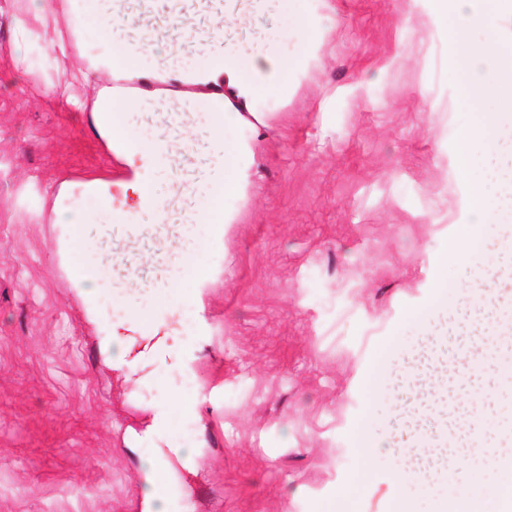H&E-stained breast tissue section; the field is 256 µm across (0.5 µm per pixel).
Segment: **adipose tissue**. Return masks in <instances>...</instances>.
<instances>
[{
  "instance_id": "1",
  "label": "adipose tissue",
  "mask_w": 512,
  "mask_h": 512,
  "mask_svg": "<svg viewBox=\"0 0 512 512\" xmlns=\"http://www.w3.org/2000/svg\"><path fill=\"white\" fill-rule=\"evenodd\" d=\"M93 22L86 26L90 37L105 39L107 50L87 56L78 73L97 79L92 105L93 123L110 149L122 159L127 176L121 182V197H113L112 185L97 182L96 214L74 208L54 207V221L61 224L69 253V275L78 288L88 317L97 314L101 293L111 280L98 277L83 254L96 245L100 255L112 254L109 232L123 225L131 236L144 226L167 224L173 207H180L179 236L164 239L160 254L174 257L181 278L155 282L159 306L170 310L189 308L196 301V288L207 280V269L192 260L195 250L191 227L211 225L215 239H222L226 225L237 213L226 201H243L251 185V169L257 163L254 142L228 136L232 126L242 123L241 106L266 92L288 98L301 76L306 75L311 55L323 41L319 15L307 0H256L254 13L275 21L273 37L240 39L234 26L243 13V0H214L209 22L196 35V52L186 58L180 44L158 53L160 29L176 33L192 0H93ZM292 41L294 55L281 52V40ZM159 82L175 80L179 87L165 91V124L148 126L152 109L146 97L122 95L119 81L139 78L142 73ZM231 96L220 93V86ZM134 277L123 278L115 291L125 306V316L109 324L103 354L113 368L125 370L135 383L156 381L169 355L168 340L175 331L169 322L126 303L125 290L135 288ZM190 464L192 451L175 449L173 455L157 453L147 460L151 478L145 488L154 512H166L167 493L158 482L173 484L176 475L171 458Z\"/></svg>"
}]
</instances>
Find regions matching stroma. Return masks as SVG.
<instances>
[{
  "label": "stroma",
  "mask_w": 512,
  "mask_h": 512,
  "mask_svg": "<svg viewBox=\"0 0 512 512\" xmlns=\"http://www.w3.org/2000/svg\"><path fill=\"white\" fill-rule=\"evenodd\" d=\"M26 6L0 0V512H148L145 461L172 448L195 454L168 512H390L397 460L363 462L353 432L391 437L395 410L365 380L382 347L406 359V313L458 278L443 252L471 220L472 179L455 144L481 114L458 97L431 0H309L318 55L289 100L253 103L264 124L235 127L261 156L249 197L221 240L194 225L210 278L179 364L139 385L100 355L123 308L107 296L87 320L51 214L60 187L91 212L82 185L126 173L71 77L105 45L60 58L28 19L20 76ZM359 469L350 508L337 493Z\"/></svg>",
  "instance_id": "1"
}]
</instances>
